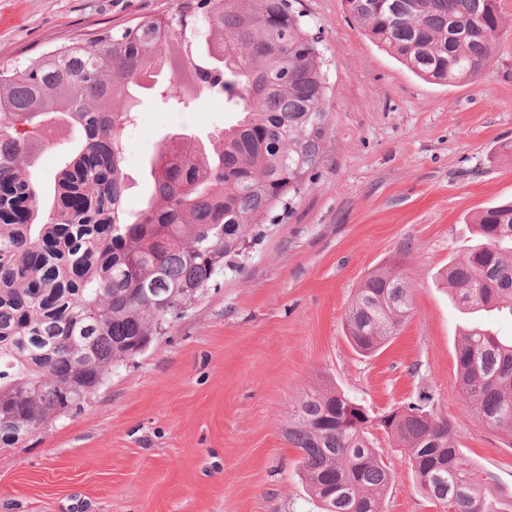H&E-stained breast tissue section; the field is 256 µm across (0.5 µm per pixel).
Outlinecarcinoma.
I'll return each mask as SVG.
<instances>
[{"instance_id": "carcinoma-1", "label": "carcinoma", "mask_w": 512, "mask_h": 512, "mask_svg": "<svg viewBox=\"0 0 512 512\" xmlns=\"http://www.w3.org/2000/svg\"><path fill=\"white\" fill-rule=\"evenodd\" d=\"M377 45L419 77L455 84L484 71L506 32L494 0H345ZM150 88L173 106L206 94L241 114L195 146L165 138L150 163L151 198L124 207L122 131ZM325 58L290 0H183L144 17L0 67V448L84 409L112 370L188 310L209 281L248 257L252 231L301 192L331 124ZM82 140L50 206L24 158L47 117ZM473 225L478 242L446 282L472 312L512 315V204ZM402 257L369 274L345 317L371 355L412 312ZM462 400L512 436V341L475 324L456 352ZM379 428L407 459L434 512H502L497 494L450 441L425 393L376 415L333 387L289 412L285 439L322 512H377L394 480L372 439Z\"/></svg>"}]
</instances>
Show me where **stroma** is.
I'll list each match as a JSON object with an SVG mask.
<instances>
[{"instance_id": "stroma-1", "label": "stroma", "mask_w": 512, "mask_h": 512, "mask_svg": "<svg viewBox=\"0 0 512 512\" xmlns=\"http://www.w3.org/2000/svg\"><path fill=\"white\" fill-rule=\"evenodd\" d=\"M318 36L334 122L306 187L261 233L241 268L140 355L113 370L80 413L0 449V512H319L283 437L303 393L331 383L381 411L425 388L451 440L503 503L512 502V438L470 415L456 350L472 321L512 338V317L467 314L442 274L474 241L471 217L512 200V36L468 82L422 80L373 43L343 0H292ZM180 0H0V64L101 28L175 14ZM238 113L208 97L167 109L140 98L123 131L125 206L149 193V160L171 133L207 143ZM73 133L33 152L46 187ZM399 250L413 311L389 345L366 357L345 313L356 288ZM395 473L380 512H432L384 432Z\"/></svg>"}]
</instances>
